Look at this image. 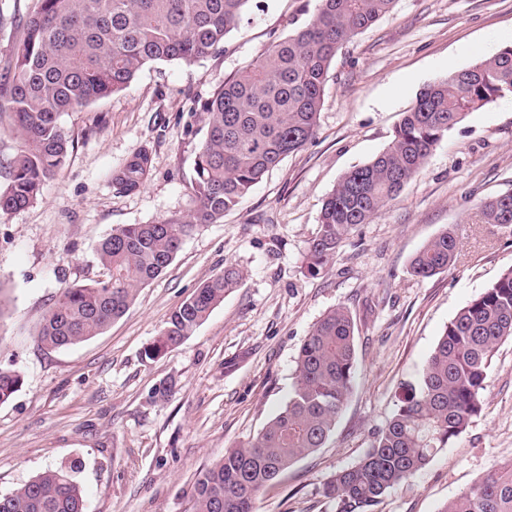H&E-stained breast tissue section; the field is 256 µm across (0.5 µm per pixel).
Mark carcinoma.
<instances>
[{"label":"carcinoma","mask_w":512,"mask_h":512,"mask_svg":"<svg viewBox=\"0 0 512 512\" xmlns=\"http://www.w3.org/2000/svg\"><path fill=\"white\" fill-rule=\"evenodd\" d=\"M251 0H39L23 24L13 62L0 71V112L19 139L0 188V216L23 209L64 165L74 140L59 118L123 91L152 62L195 63L238 27ZM396 0H318L311 19L275 43L256 64L224 79L203 104L205 132L195 151L186 215L112 229L97 246L105 279L64 288L43 316L37 339L61 349L101 334L122 317L139 288L157 278L183 240L217 224L252 187L317 135L324 78L337 51L390 13ZM512 95V46L422 88L390 144L348 170L325 200L304 265L311 275L336 257L348 236L374 218L467 115ZM148 157L136 154L112 175L126 191L143 184ZM483 224L512 228V192L483 201ZM458 236L445 230L410 263L422 279L448 270ZM242 279L233 265L202 283L171 312L144 349L155 361L202 325ZM355 325L339 306L317 321L296 358L288 402L247 443L229 448L198 476L190 512H255L261 492L299 459L323 447L351 393L357 371ZM512 339V269L503 272L448 322L418 381L402 387L396 409L362 460L338 472L323 494L336 512H373L391 489L412 478L463 434L481 412L492 357ZM21 386L0 368V404ZM0 512H88L73 468L48 470L0 495ZM441 512H512V463L448 501Z\"/></svg>","instance_id":"carcinoma-1"}]
</instances>
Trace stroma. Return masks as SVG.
Returning a JSON list of instances; mask_svg holds the SVG:
<instances>
[{
  "instance_id": "35a3bbf8",
  "label": "stroma",
  "mask_w": 512,
  "mask_h": 512,
  "mask_svg": "<svg viewBox=\"0 0 512 512\" xmlns=\"http://www.w3.org/2000/svg\"><path fill=\"white\" fill-rule=\"evenodd\" d=\"M317 0H251L212 55L144 67L124 91L63 113L75 147L40 198L0 217V367L22 385L0 405V494L71 462L88 512H189L199 473L256 435L287 403L296 357L313 325L344 306L355 321L357 373L324 447L263 491L256 512H336L325 482L355 465L417 381L459 309L512 268V231L479 220L478 205L512 191V96L470 113L372 223L317 276L303 257L340 177L391 142L419 91L512 33V0H396L330 65L316 137L227 213L186 237L170 266L139 288L98 336L56 350L36 332L62 288L104 278L96 248L113 227L186 214L204 133L202 105L310 19ZM38 0H0V68ZM140 190L112 174L139 150ZM459 237L448 271L428 279L413 256L445 229ZM240 268L193 335L156 361L143 351L169 314L225 265ZM171 383L160 397L156 390ZM482 411L467 431L375 512H440L489 471L512 463V340L495 352Z\"/></svg>"
}]
</instances>
